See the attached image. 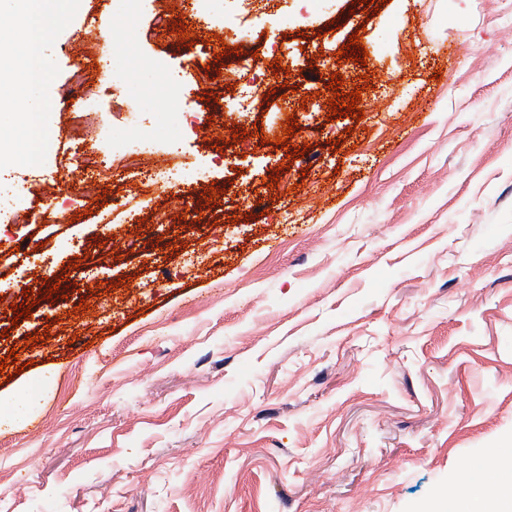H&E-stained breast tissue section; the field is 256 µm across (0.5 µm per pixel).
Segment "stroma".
I'll list each match as a JSON object with an SVG mask.
<instances>
[{"label": "stroma", "mask_w": 512, "mask_h": 512, "mask_svg": "<svg viewBox=\"0 0 512 512\" xmlns=\"http://www.w3.org/2000/svg\"><path fill=\"white\" fill-rule=\"evenodd\" d=\"M458 2L325 0L298 25L299 0H267L241 38L237 0H206L188 45L156 37L160 0H65L39 158L12 170L24 219L0 225V358L25 365L0 400L40 394L0 416V512H466L444 491L512 444V0ZM355 32L366 65L338 63ZM217 34L261 71L287 57L286 82L246 100L203 75ZM334 73L344 97L367 74L363 118L330 114ZM138 141L178 178L181 218L130 172L91 205L65 169Z\"/></svg>", "instance_id": "stroma-1"}]
</instances>
